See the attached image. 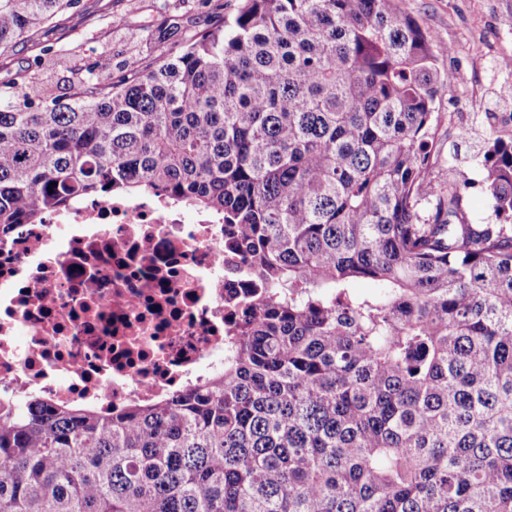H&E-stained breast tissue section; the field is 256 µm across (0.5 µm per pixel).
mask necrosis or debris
I'll list each match as a JSON object with an SVG mask.
<instances>
[{
  "instance_id": "1",
  "label": "necrosis or debris",
  "mask_w": 512,
  "mask_h": 512,
  "mask_svg": "<svg viewBox=\"0 0 512 512\" xmlns=\"http://www.w3.org/2000/svg\"><path fill=\"white\" fill-rule=\"evenodd\" d=\"M243 269L221 220L154 192L16 225L0 240V396L109 413L204 380L252 288Z\"/></svg>"
}]
</instances>
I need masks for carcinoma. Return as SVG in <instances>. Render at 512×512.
Masks as SVG:
<instances>
[{
  "label": "carcinoma",
  "mask_w": 512,
  "mask_h": 512,
  "mask_svg": "<svg viewBox=\"0 0 512 512\" xmlns=\"http://www.w3.org/2000/svg\"><path fill=\"white\" fill-rule=\"evenodd\" d=\"M74 4L0 0V50ZM446 53L395 0H236L120 82L0 87V239L153 190L261 289L176 395L0 400V512H512V121L473 224L434 174Z\"/></svg>",
  "instance_id": "obj_1"
}]
</instances>
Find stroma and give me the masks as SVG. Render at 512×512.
<instances>
[{"label": "stroma", "mask_w": 512, "mask_h": 512, "mask_svg": "<svg viewBox=\"0 0 512 512\" xmlns=\"http://www.w3.org/2000/svg\"><path fill=\"white\" fill-rule=\"evenodd\" d=\"M224 0H78L59 13L30 41L0 53V81L26 84L39 76V90L47 97L68 91L71 72L94 66L102 56L112 59V79L128 74L126 64L137 59L151 67L163 59L171 42H146L143 29L159 28L165 20L179 22L184 35L215 26ZM399 10L448 48L440 56L442 71L460 74L461 82L442 92L433 109L440 113L433 151L440 158L439 179L458 177L474 182L464 198L468 219L485 224L493 219L488 196L477 184L483 140L489 131L487 113H512V99H497L496 91L512 85V0H396ZM125 18L123 27L113 17Z\"/></svg>", "instance_id": "1"}]
</instances>
